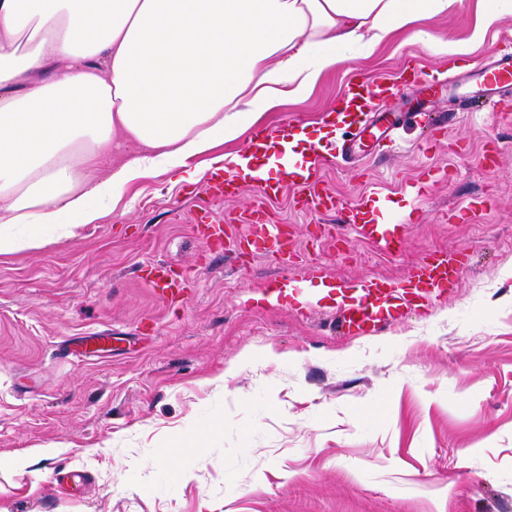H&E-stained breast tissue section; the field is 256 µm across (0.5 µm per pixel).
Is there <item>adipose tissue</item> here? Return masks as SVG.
<instances>
[{
    "instance_id": "adipose-tissue-1",
    "label": "adipose tissue",
    "mask_w": 512,
    "mask_h": 512,
    "mask_svg": "<svg viewBox=\"0 0 512 512\" xmlns=\"http://www.w3.org/2000/svg\"><path fill=\"white\" fill-rule=\"evenodd\" d=\"M464 0H0V254L97 223L152 173L199 180L189 159L219 154L285 101L307 98L328 73L394 32L442 56L465 57L512 0H485L468 39L423 20L462 13ZM129 147L105 180L94 161Z\"/></svg>"
}]
</instances>
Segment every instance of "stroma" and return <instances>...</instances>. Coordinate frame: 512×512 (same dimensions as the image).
<instances>
[{
  "instance_id": "stroma-1",
  "label": "stroma",
  "mask_w": 512,
  "mask_h": 512,
  "mask_svg": "<svg viewBox=\"0 0 512 512\" xmlns=\"http://www.w3.org/2000/svg\"><path fill=\"white\" fill-rule=\"evenodd\" d=\"M505 35L512 17L452 59L399 31L261 124L316 130L351 75L444 82ZM436 109L443 137L407 123L384 152L367 137L327 163L339 211L299 210L293 187L263 203L153 174L74 237L1 255L0 512H512V97L496 114ZM428 170L416 201L398 192ZM374 183L413 216L394 256L341 221ZM259 207L296 264L240 251ZM203 208L222 244L194 224ZM437 250L467 256L453 285L394 325L337 334L357 281H406ZM157 262L187 279L180 304L145 284ZM286 276L302 289L269 303Z\"/></svg>"
}]
</instances>
